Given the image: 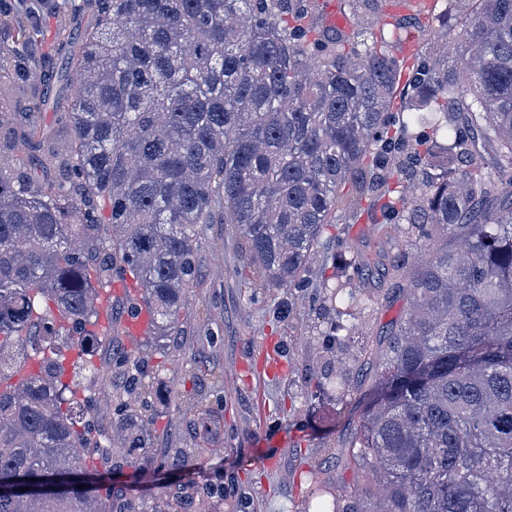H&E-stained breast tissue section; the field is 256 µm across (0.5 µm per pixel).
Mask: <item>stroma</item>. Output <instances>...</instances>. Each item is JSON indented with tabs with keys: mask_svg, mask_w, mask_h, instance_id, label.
Segmentation results:
<instances>
[{
	"mask_svg": "<svg viewBox=\"0 0 512 512\" xmlns=\"http://www.w3.org/2000/svg\"><path fill=\"white\" fill-rule=\"evenodd\" d=\"M42 90L39 83L21 90L0 82V95L16 104L0 119L1 135L19 128ZM336 234L332 228L325 235L307 283L287 290L256 287L242 274L241 239L232 225L206 226L180 335L158 343L143 339L155 374L154 446L185 449L193 460L183 469L116 471L117 498L149 501L161 485L175 491L190 480L220 479L218 512H344L354 477L346 448L378 374L361 349L384 340L406 300L389 290L382 270L362 281L361 304L340 314L324 309L326 287L345 277L352 253L379 247L388 261L397 253L393 241L378 240L368 224L355 225L343 242ZM114 285L107 332L91 356L102 395L112 392L113 349L135 345L126 328L129 284L118 279ZM335 322L343 329L332 351L322 352L323 334ZM202 387L223 399L214 411L218 424L208 433L169 398L175 390L187 404ZM263 457L277 458L276 468L260 467Z\"/></svg>",
	"mask_w": 512,
	"mask_h": 512,
	"instance_id": "1",
	"label": "stroma"
}]
</instances>
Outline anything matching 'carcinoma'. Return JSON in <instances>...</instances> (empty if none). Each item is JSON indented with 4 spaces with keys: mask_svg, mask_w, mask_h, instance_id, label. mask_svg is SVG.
Here are the masks:
<instances>
[{
    "mask_svg": "<svg viewBox=\"0 0 512 512\" xmlns=\"http://www.w3.org/2000/svg\"><path fill=\"white\" fill-rule=\"evenodd\" d=\"M352 19H390L391 0H340ZM55 54L35 22L0 79L58 77L50 131L0 140V512H112L101 475L118 458L153 462L154 410L142 350L112 352V423L95 429L99 289L128 273L160 336L178 333L197 277L203 225L223 213L265 288H294L335 224H376L399 241L391 287L407 308L379 360L375 398L347 462L364 482L345 512H512V0H467V56L420 50L356 25L331 32L319 0H64ZM463 121L442 125L448 103ZM443 132L462 167L408 177L410 128ZM48 150L69 177L31 169L20 146ZM432 166L437 143L415 141ZM495 151L492 169L480 163ZM506 195L483 205L491 188ZM375 255L354 253L331 309L357 301ZM75 353L77 384H64ZM215 425L208 395L190 408ZM224 487L158 494L149 512H213Z\"/></svg>",
    "mask_w": 512,
    "mask_h": 512,
    "instance_id": "obj_1",
    "label": "carcinoma"
}]
</instances>
